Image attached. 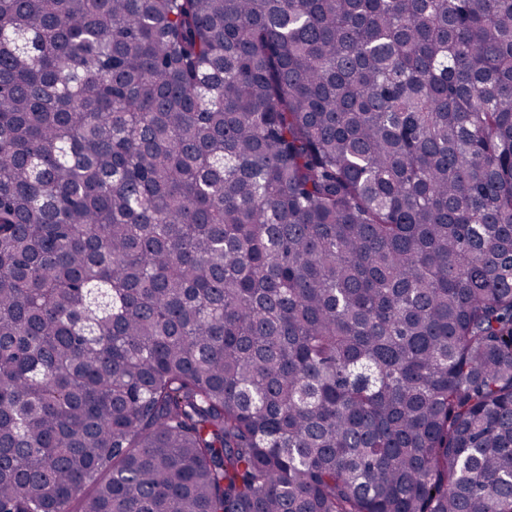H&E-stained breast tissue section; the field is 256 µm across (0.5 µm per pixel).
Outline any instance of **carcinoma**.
Wrapping results in <instances>:
<instances>
[{
    "instance_id": "cac0c4a2",
    "label": "carcinoma",
    "mask_w": 512,
    "mask_h": 512,
    "mask_svg": "<svg viewBox=\"0 0 512 512\" xmlns=\"http://www.w3.org/2000/svg\"><path fill=\"white\" fill-rule=\"evenodd\" d=\"M512 512V0H0V512Z\"/></svg>"
}]
</instances>
